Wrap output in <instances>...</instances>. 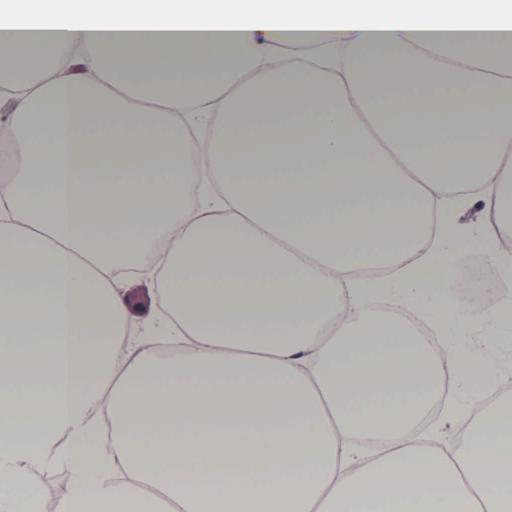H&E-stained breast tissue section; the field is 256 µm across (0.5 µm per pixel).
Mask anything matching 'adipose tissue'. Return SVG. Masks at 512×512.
Instances as JSON below:
<instances>
[{"label":"adipose tissue","mask_w":512,"mask_h":512,"mask_svg":"<svg viewBox=\"0 0 512 512\" xmlns=\"http://www.w3.org/2000/svg\"><path fill=\"white\" fill-rule=\"evenodd\" d=\"M504 57L512 0L1 13L0 512L60 456L57 512H512V405L420 442L462 364L365 306L443 302L457 241L512 234ZM129 288L132 296L131 316L138 323L151 313L152 286L142 280H133Z\"/></svg>","instance_id":"adipose-tissue-1"}]
</instances>
